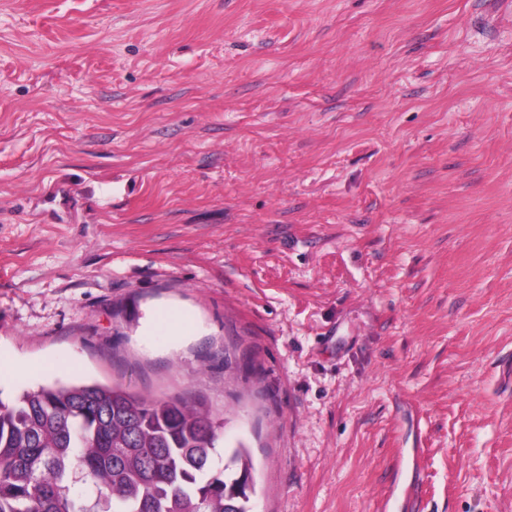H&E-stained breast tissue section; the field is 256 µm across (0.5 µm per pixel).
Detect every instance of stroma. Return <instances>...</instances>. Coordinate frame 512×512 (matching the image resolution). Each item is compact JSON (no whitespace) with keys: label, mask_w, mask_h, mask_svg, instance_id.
I'll return each mask as SVG.
<instances>
[{"label":"stroma","mask_w":512,"mask_h":512,"mask_svg":"<svg viewBox=\"0 0 512 512\" xmlns=\"http://www.w3.org/2000/svg\"><path fill=\"white\" fill-rule=\"evenodd\" d=\"M1 359L254 512H512V0H0Z\"/></svg>","instance_id":"35a3bbf8"}]
</instances>
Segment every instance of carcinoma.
I'll use <instances>...</instances> for the list:
<instances>
[{"label": "carcinoma", "mask_w": 512, "mask_h": 512, "mask_svg": "<svg viewBox=\"0 0 512 512\" xmlns=\"http://www.w3.org/2000/svg\"><path fill=\"white\" fill-rule=\"evenodd\" d=\"M183 397L54 383L0 400V512H251L246 449Z\"/></svg>", "instance_id": "obj_1"}]
</instances>
